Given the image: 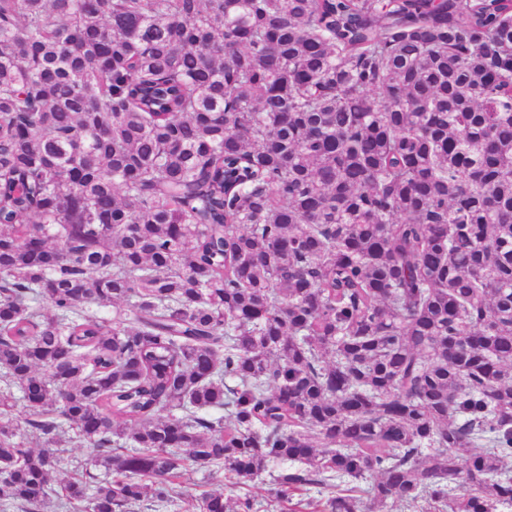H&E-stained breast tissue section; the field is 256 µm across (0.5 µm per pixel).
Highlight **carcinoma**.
Instances as JSON below:
<instances>
[{"instance_id":"carcinoma-1","label":"carcinoma","mask_w":512,"mask_h":512,"mask_svg":"<svg viewBox=\"0 0 512 512\" xmlns=\"http://www.w3.org/2000/svg\"><path fill=\"white\" fill-rule=\"evenodd\" d=\"M0 381L6 508L512 509V0H0ZM66 453L65 458L68 460L65 461L63 465V471L57 474H54L53 483L54 488L58 489L56 483L62 478L69 477L70 473L73 470L78 469L80 472L90 474V476L98 477V479L106 478V473L104 469L100 466L95 465L93 460L90 458V454L87 448L80 447L78 443L71 442L66 445ZM278 470L279 465L272 463L261 477L249 483V486L240 488L232 485L235 480L225 476L223 468H215L211 472L189 469L171 485L168 503L158 505L146 502L141 512H192L196 499L205 491H224L225 496L255 499V512H293L291 510L301 509H293L292 504L299 499H307L309 495L304 493L294 495L288 504L270 502L272 499L268 497V489L271 487L273 475L277 474ZM148 503L154 506H146Z\"/></svg>"}]
</instances>
